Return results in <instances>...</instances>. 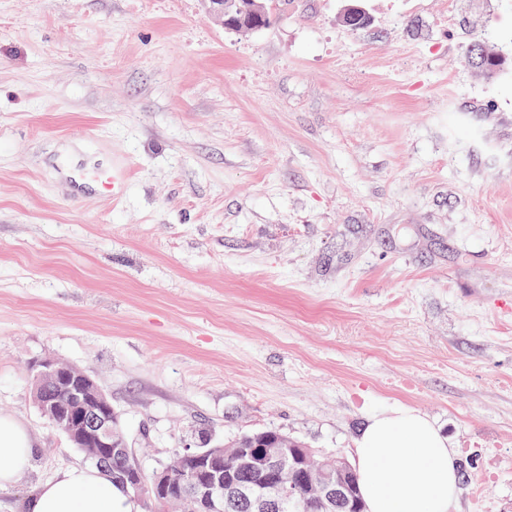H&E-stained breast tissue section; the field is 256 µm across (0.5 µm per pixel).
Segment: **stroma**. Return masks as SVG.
<instances>
[{
  "instance_id": "35a3bbf8",
  "label": "stroma",
  "mask_w": 512,
  "mask_h": 512,
  "mask_svg": "<svg viewBox=\"0 0 512 512\" xmlns=\"http://www.w3.org/2000/svg\"><path fill=\"white\" fill-rule=\"evenodd\" d=\"M346 4L243 34L205 0H0V412L34 438L0 512L86 463L45 358L148 474L265 429L350 458L399 408L512 463V0ZM45 381L63 398L48 392ZM34 397L42 414L52 418L47 419L59 430L60 424L55 420L60 421L63 432L85 457L84 448H90V457L98 466L108 470L138 466L131 455L112 460L128 455L129 448L117 434L118 416L112 401L88 374L55 360H44L35 378Z\"/></svg>"
}]
</instances>
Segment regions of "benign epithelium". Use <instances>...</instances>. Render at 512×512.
I'll list each match as a JSON object with an SVG mask.
<instances>
[{
    "label": "benign epithelium",
    "mask_w": 512,
    "mask_h": 512,
    "mask_svg": "<svg viewBox=\"0 0 512 512\" xmlns=\"http://www.w3.org/2000/svg\"><path fill=\"white\" fill-rule=\"evenodd\" d=\"M250 19V28L263 26L267 16L265 0H241ZM352 29L371 23L367 11L356 5L342 15ZM34 397L42 414L61 422L63 432L77 448H88L91 459L104 469L112 459L128 455L125 440L118 436V416L112 401L89 375L55 360L40 364ZM225 448L218 453H203L195 448L183 452L178 470L183 479L197 488L200 506L206 512H225L246 501L259 512H273L294 500L299 486L312 491L308 506L337 508L347 502L349 481L333 476L334 460L319 458L310 448ZM235 468L245 480L224 482V471ZM150 499L163 504L170 497L171 471L158 469L151 476Z\"/></svg>",
    "instance_id": "7a95c632"
}]
</instances>
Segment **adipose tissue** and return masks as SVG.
Wrapping results in <instances>:
<instances>
[{
    "instance_id": "obj_1",
    "label": "adipose tissue",
    "mask_w": 512,
    "mask_h": 512,
    "mask_svg": "<svg viewBox=\"0 0 512 512\" xmlns=\"http://www.w3.org/2000/svg\"><path fill=\"white\" fill-rule=\"evenodd\" d=\"M34 448L27 426L0 412V487L27 472ZM366 512H451L459 474L456 452L426 415L401 409L372 416L356 442ZM132 497L101 470L72 467L43 484L29 512H132Z\"/></svg>"
}]
</instances>
